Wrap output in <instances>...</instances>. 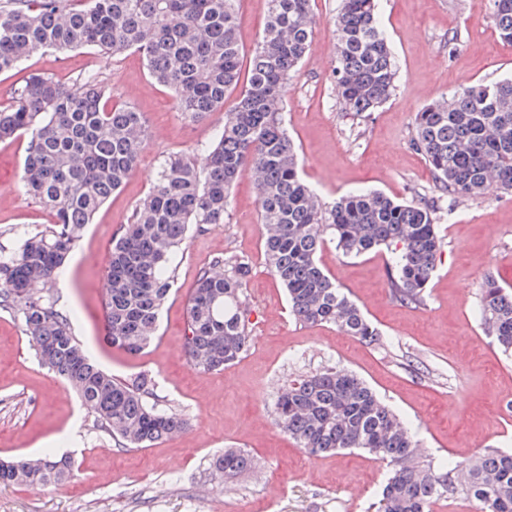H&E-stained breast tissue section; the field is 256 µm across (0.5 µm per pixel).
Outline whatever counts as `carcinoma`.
I'll return each instance as SVG.
<instances>
[{"instance_id": "carcinoma-1", "label": "carcinoma", "mask_w": 512, "mask_h": 512, "mask_svg": "<svg viewBox=\"0 0 512 512\" xmlns=\"http://www.w3.org/2000/svg\"><path fill=\"white\" fill-rule=\"evenodd\" d=\"M264 33L239 87L241 49L235 0H0V73L43 51L93 47L142 55L150 77L175 94L176 107L200 121L239 91L214 141L192 156L160 164L147 197L120 232L104 279V328L112 346L135 355L154 339L172 287V261L192 226L222 224L232 185L252 174L264 224L263 249L286 289L294 318L332 324L368 346L379 331L320 267L317 253L333 240L347 256L390 253L388 288L401 305L420 306L441 240L436 203L410 202L361 190L323 200L303 179L298 149L284 125L282 103L292 73L312 49L317 24L311 0H269ZM492 23L512 42V0H490ZM334 90L341 110L366 117L396 88L397 68L376 0H340ZM111 87L96 73L69 82L35 75L0 109V140L27 139L21 193L55 216V224L0 250V308L19 316L38 362L69 382L94 416L93 426L128 447L146 448L189 426L180 412L152 399L146 373L116 377L93 363L57 308L52 284L105 200L133 172L148 134L129 105H108ZM412 147L427 162L448 200L473 199L491 187L512 192V76L459 86L415 117ZM250 264L215 256L187 305L184 355L214 372L247 352ZM486 333L512 352V286L488 277L481 288ZM277 424L311 456L362 449L387 462L391 474L372 512H432L447 499L478 504V512H512V453L488 451L439 468L417 460L407 425L352 372L331 367L288 384L275 403ZM245 453L226 449L215 472L246 471ZM74 461L48 455L38 463L0 462L1 485H62Z\"/></svg>"}]
</instances>
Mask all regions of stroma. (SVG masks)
<instances>
[{
	"instance_id": "stroma-1",
	"label": "stroma",
	"mask_w": 512,
	"mask_h": 512,
	"mask_svg": "<svg viewBox=\"0 0 512 512\" xmlns=\"http://www.w3.org/2000/svg\"><path fill=\"white\" fill-rule=\"evenodd\" d=\"M340 0H312L313 49L288 82L285 127L306 181L324 199L377 189L409 201L440 195L423 156L410 144L415 114L461 84L512 74V43L500 39L488 0H379L382 26L398 69L391 99L369 117L342 112L336 100L333 19ZM243 61H250L268 0H236ZM92 71L112 87V103L142 112L150 134L123 187L81 232L53 290L75 335L118 377L151 374L165 403L186 415L187 432L146 448H125L93 426L74 389L41 366L22 323L0 308V460L36 459L66 447L76 461L62 486L0 485V512H369L388 476L360 450L312 457L275 421V401L291 380L340 367L354 372L412 430L423 461L459 463L486 449L512 452V356L481 325L480 288L493 276L512 283V193L490 189L441 204L436 272L421 307L394 302L384 251L346 257L335 242L318 254L384 343L367 346L332 325L295 321L263 253L264 228L249 174L231 192L229 219L190 230L176 260L154 341L129 355L104 339L103 281L113 239L147 196L161 161L209 143L223 112L200 122L177 111L172 92L152 84L139 53L93 49L38 52L0 73V106L33 74L66 82ZM23 138L0 142V250L53 224V215L19 190ZM217 255L251 263L246 301L251 345L224 370L200 372L183 353L186 304L200 270ZM246 451L250 468L217 475L214 457Z\"/></svg>"
}]
</instances>
